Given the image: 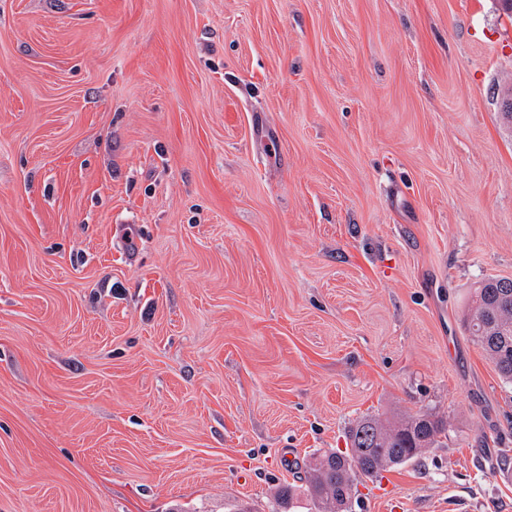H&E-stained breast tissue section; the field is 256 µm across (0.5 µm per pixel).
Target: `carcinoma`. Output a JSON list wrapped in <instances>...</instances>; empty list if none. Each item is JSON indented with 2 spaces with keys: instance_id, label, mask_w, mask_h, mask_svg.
Returning a JSON list of instances; mask_svg holds the SVG:
<instances>
[{
  "instance_id": "obj_1",
  "label": "carcinoma",
  "mask_w": 512,
  "mask_h": 512,
  "mask_svg": "<svg viewBox=\"0 0 512 512\" xmlns=\"http://www.w3.org/2000/svg\"><path fill=\"white\" fill-rule=\"evenodd\" d=\"M467 322L502 379L512 384V278L481 282L472 294ZM446 431L445 421L431 413L386 419L365 415L348 429L349 448L305 465L299 487L315 512H347L358 484L379 478L388 467L418 459L427 448L439 447ZM299 487H280L277 506L291 503Z\"/></svg>"
}]
</instances>
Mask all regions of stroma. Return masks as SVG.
I'll return each mask as SVG.
<instances>
[{"label":"stroma","mask_w":512,"mask_h":512,"mask_svg":"<svg viewBox=\"0 0 512 512\" xmlns=\"http://www.w3.org/2000/svg\"><path fill=\"white\" fill-rule=\"evenodd\" d=\"M510 86L499 0H0V512H271L426 411L352 512H512ZM467 322L502 379L512 384V278L482 281L472 294ZM446 431L445 421L431 413L386 419L362 416L348 429L350 448L305 464L300 488L316 512L348 511L358 484L376 480L387 467L418 459L427 448L439 447Z\"/></svg>","instance_id":"1"}]
</instances>
